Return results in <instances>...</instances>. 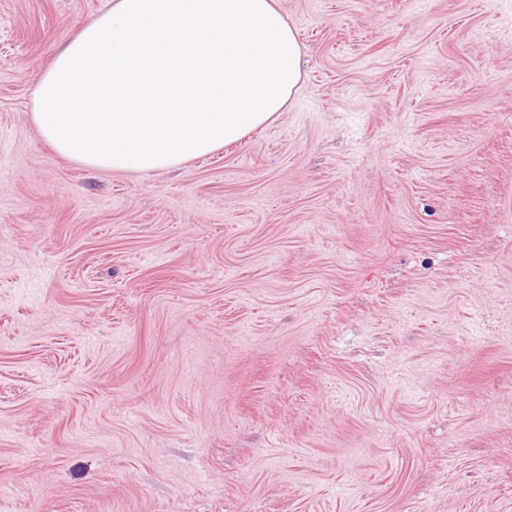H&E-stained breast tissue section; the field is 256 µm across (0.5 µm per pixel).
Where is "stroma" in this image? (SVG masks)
Instances as JSON below:
<instances>
[{
  "instance_id": "35a3bbf8",
  "label": "stroma",
  "mask_w": 512,
  "mask_h": 512,
  "mask_svg": "<svg viewBox=\"0 0 512 512\" xmlns=\"http://www.w3.org/2000/svg\"><path fill=\"white\" fill-rule=\"evenodd\" d=\"M205 160L32 119L111 0H0V512H512V0H276Z\"/></svg>"
}]
</instances>
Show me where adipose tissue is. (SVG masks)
Listing matches in <instances>:
<instances>
[{
    "label": "adipose tissue",
    "mask_w": 512,
    "mask_h": 512,
    "mask_svg": "<svg viewBox=\"0 0 512 512\" xmlns=\"http://www.w3.org/2000/svg\"><path fill=\"white\" fill-rule=\"evenodd\" d=\"M300 58L276 0H113L56 53L32 117L89 168L172 170L271 122Z\"/></svg>",
    "instance_id": "obj_1"
}]
</instances>
